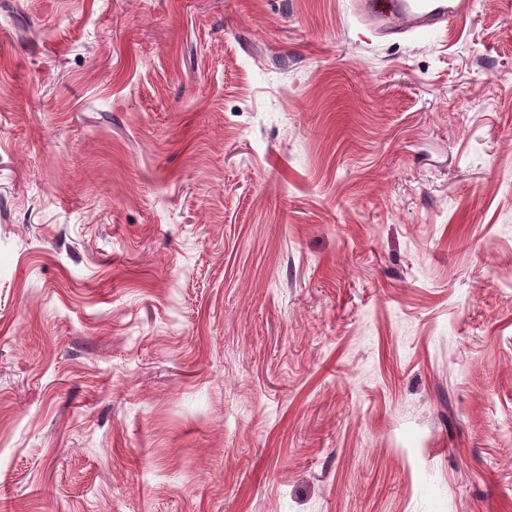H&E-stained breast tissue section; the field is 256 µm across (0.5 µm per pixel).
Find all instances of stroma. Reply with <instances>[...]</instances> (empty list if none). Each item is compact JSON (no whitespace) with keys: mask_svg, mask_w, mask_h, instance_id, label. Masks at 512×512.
Listing matches in <instances>:
<instances>
[{"mask_svg":"<svg viewBox=\"0 0 512 512\" xmlns=\"http://www.w3.org/2000/svg\"><path fill=\"white\" fill-rule=\"evenodd\" d=\"M0 512H512V0H0ZM356 13L375 33L400 36L439 29L460 19L469 0H355Z\"/></svg>","mask_w":512,"mask_h":512,"instance_id":"obj_1","label":"stroma"}]
</instances>
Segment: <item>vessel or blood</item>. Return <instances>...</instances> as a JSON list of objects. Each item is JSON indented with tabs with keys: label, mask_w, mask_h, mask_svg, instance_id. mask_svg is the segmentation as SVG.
Masks as SVG:
<instances>
[{
	"label": "vessel or blood",
	"mask_w": 512,
	"mask_h": 512,
	"mask_svg": "<svg viewBox=\"0 0 512 512\" xmlns=\"http://www.w3.org/2000/svg\"><path fill=\"white\" fill-rule=\"evenodd\" d=\"M468 8L469 0H355L361 21L384 36L444 27L463 17Z\"/></svg>",
	"instance_id": "1"
}]
</instances>
